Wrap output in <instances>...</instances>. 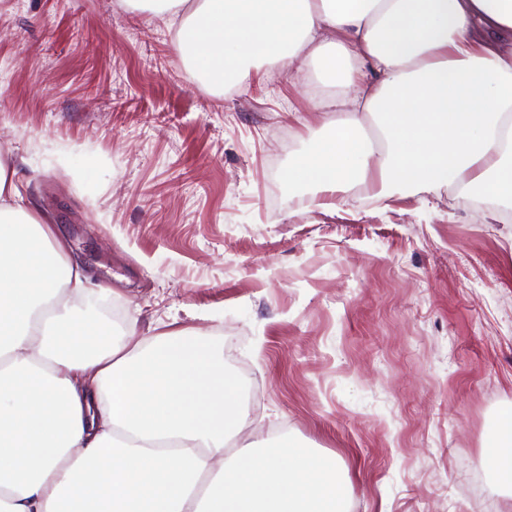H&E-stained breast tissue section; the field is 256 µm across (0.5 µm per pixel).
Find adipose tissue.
Instances as JSON below:
<instances>
[{
  "label": "adipose tissue",
  "mask_w": 512,
  "mask_h": 512,
  "mask_svg": "<svg viewBox=\"0 0 512 512\" xmlns=\"http://www.w3.org/2000/svg\"><path fill=\"white\" fill-rule=\"evenodd\" d=\"M193 77L254 61L338 70L334 129L293 163L324 206L355 182L494 188L512 204V0H145ZM375 120L381 141L359 135ZM54 225L0 160V512H343L334 456L285 439L231 448L238 385L189 332L113 339Z\"/></svg>",
  "instance_id": "adipose-tissue-1"
}]
</instances>
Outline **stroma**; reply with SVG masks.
<instances>
[{"instance_id":"1","label":"stroma","mask_w":512,"mask_h":512,"mask_svg":"<svg viewBox=\"0 0 512 512\" xmlns=\"http://www.w3.org/2000/svg\"><path fill=\"white\" fill-rule=\"evenodd\" d=\"M189 67L134 0H0V157L110 288L115 334L204 337L233 443L335 456L348 512H512L483 458L512 409V222L399 181L311 207L288 170L337 78L218 90Z\"/></svg>"}]
</instances>
